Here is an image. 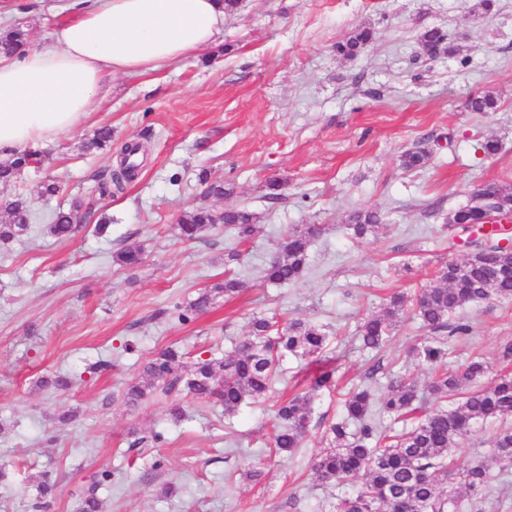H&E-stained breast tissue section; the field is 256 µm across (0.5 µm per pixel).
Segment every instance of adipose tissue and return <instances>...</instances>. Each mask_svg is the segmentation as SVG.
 Listing matches in <instances>:
<instances>
[{"instance_id": "1", "label": "adipose tissue", "mask_w": 512, "mask_h": 512, "mask_svg": "<svg viewBox=\"0 0 512 512\" xmlns=\"http://www.w3.org/2000/svg\"><path fill=\"white\" fill-rule=\"evenodd\" d=\"M51 41L0 55V157L76 127L105 75L144 73L216 41L227 0H75Z\"/></svg>"}]
</instances>
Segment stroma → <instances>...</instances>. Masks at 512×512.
Masks as SVG:
<instances>
[{
	"label": "stroma",
	"mask_w": 512,
	"mask_h": 512,
	"mask_svg": "<svg viewBox=\"0 0 512 512\" xmlns=\"http://www.w3.org/2000/svg\"><path fill=\"white\" fill-rule=\"evenodd\" d=\"M29 48L51 40L72 18L66 0H27ZM475 0H239L217 41L197 56L155 71L104 76V93L72 131L36 144L41 161L0 185V203L22 198L33 219L28 234L0 244V512H73L78 492L108 473L103 512H333L341 489L315 484L311 459L342 412L350 387L368 384V369L402 372L425 385L430 364L415 355L430 339L404 316L379 353L363 351L357 325L378 314L395 292L415 293L436 268L462 260L467 235L446 226L479 185L512 180V0L472 13ZM369 27L375 41L354 59L334 45ZM449 34L451 55L419 54L428 28ZM492 95L491 112L470 111L469 98ZM112 128V148L85 153L84 139ZM497 154H485V140ZM145 150L137 177L100 194L123 144ZM432 152L421 169L402 167L418 146ZM229 193L204 196L200 171ZM63 193L46 197L45 181ZM282 182L266 199L268 180ZM80 196L87 223L68 240L45 231L47 216ZM206 205L246 207L259 232L246 245L223 229L195 242L176 231L180 216ZM360 207L384 214L389 230L368 241L344 228ZM108 219L106 235L95 232ZM294 224L322 228L309 248L304 276L288 286L263 284L261 271ZM141 247L142 262L123 268L112 255ZM241 257L225 266L224 253ZM250 287L231 300L178 319L179 308L224 278ZM305 319L323 325L337 358L334 391L320 392L302 448L271 454L267 440L278 400L307 391L313 369L287 358L270 398L228 416L214 402L184 397L173 423L160 402L126 404L124 390L159 350L197 355L232 351L253 316ZM469 333L448 341V365L482 356L501 370L500 344L512 339V302L468 305ZM107 370H95L98 360ZM68 375L69 389L42 387ZM72 413V420L59 417ZM161 441H151L152 433ZM149 437L134 447L135 437ZM263 463L246 479L244 465ZM50 472L41 496L35 476Z\"/></svg>",
	"instance_id": "35a3bbf8"
}]
</instances>
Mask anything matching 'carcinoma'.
Masks as SVG:
<instances>
[{
  "label": "carcinoma",
  "mask_w": 512,
  "mask_h": 512,
  "mask_svg": "<svg viewBox=\"0 0 512 512\" xmlns=\"http://www.w3.org/2000/svg\"><path fill=\"white\" fill-rule=\"evenodd\" d=\"M28 40L27 21L23 18L0 35V53L15 54L25 50ZM374 40L371 28L354 31L336 43V54L355 58ZM422 50L429 56L453 50L448 34L429 28L419 37ZM112 147V128L102 126L85 143L87 151ZM122 163L111 179L102 184V193L134 178L139 163L137 148L122 146ZM431 160L427 148L402 155V166L417 169ZM40 162L38 153L25 151L12 160L0 163V182L14 181L25 169ZM204 192L212 197L228 193L224 184L210 181L207 172L198 175ZM7 220L0 223V242H10L29 230V208L21 199L0 205ZM84 202L76 199L69 209L54 213L47 231L67 239L77 231V221ZM224 225L239 242H247L258 232L256 216L246 208L216 211L197 207L179 218L176 230L186 241L199 239L205 232ZM347 229L358 239L378 236L388 230L385 216L375 209H359L348 217ZM319 234L316 224L295 225L277 243L274 255L263 268L262 278L273 285L300 280L306 270L310 245ZM114 263L133 268L142 260V250L129 244L112 255ZM249 288V283L231 272L224 280L203 289L189 304V310L202 312L219 296L233 299ZM512 300V250L498 244L486 245L461 262H444L436 268L432 281L420 288L415 300L404 294L391 296L383 311L365 319L356 329L360 346L379 351L392 337L396 324L410 311L423 327L432 332L447 331L464 336L469 326L460 313L467 305L481 301ZM327 334L323 326L311 321L295 320L284 327L272 317L255 316L250 332L233 353L223 357L186 355L173 347L157 352L144 364L124 393L127 404L137 407L147 401L168 404L169 413L179 420L183 415L179 395H191L201 401L217 400L224 414H235L248 400L259 402L273 392L282 372V360L292 355L307 363L320 365L310 388L280 403L270 436V448L286 455L301 447L314 412V393L333 385L336 368L322 362ZM424 360L437 368L426 388L404 374L389 378L383 393L369 386L348 392L343 400L341 419L326 428L329 446L316 455L309 466L311 479L338 486L359 483L357 490L339 499L336 512H474L475 501L486 494L491 480L490 468L483 462L472 463L458 473L451 460L454 449L461 446L473 424L488 420L504 421L512 417V376L496 375L484 386L471 385L489 376L492 367L483 359H473L456 370H448V349L441 336L422 347ZM434 400L455 398L451 408L436 406L409 429L390 433L380 419L401 418L417 410L423 394ZM494 457L500 473L512 470V428L496 432ZM109 479H102L81 490L75 512H101L97 489Z\"/></svg>",
  "instance_id": "cac0c4a2"
}]
</instances>
